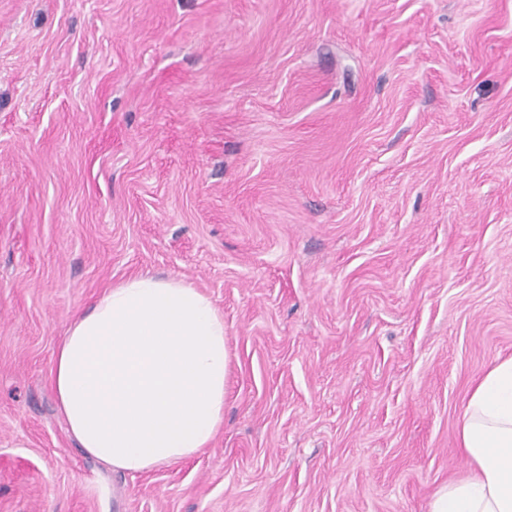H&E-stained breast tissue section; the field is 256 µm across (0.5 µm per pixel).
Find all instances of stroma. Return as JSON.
Returning a JSON list of instances; mask_svg holds the SVG:
<instances>
[{
    "instance_id": "35a3bbf8",
    "label": "stroma",
    "mask_w": 512,
    "mask_h": 512,
    "mask_svg": "<svg viewBox=\"0 0 512 512\" xmlns=\"http://www.w3.org/2000/svg\"><path fill=\"white\" fill-rule=\"evenodd\" d=\"M152 272L224 315V426L84 455L53 353ZM512 356V0H0V512H427Z\"/></svg>"
}]
</instances>
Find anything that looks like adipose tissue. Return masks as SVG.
I'll list each match as a JSON object with an SVG mask.
<instances>
[{"label": "adipose tissue", "mask_w": 512, "mask_h": 512, "mask_svg": "<svg viewBox=\"0 0 512 512\" xmlns=\"http://www.w3.org/2000/svg\"><path fill=\"white\" fill-rule=\"evenodd\" d=\"M229 375L224 317L210 297L145 273L111 285L70 322L51 380L78 448L136 475L210 445ZM458 436L469 472L441 484L428 512H512V357L475 385Z\"/></svg>", "instance_id": "adipose-tissue-1"}]
</instances>
